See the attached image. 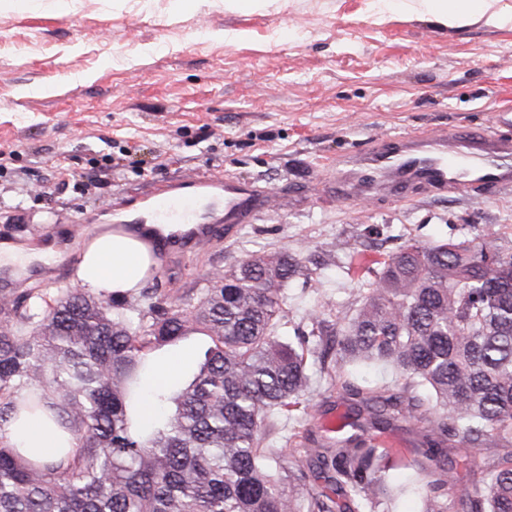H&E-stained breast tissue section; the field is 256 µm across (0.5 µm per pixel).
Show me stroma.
Returning a JSON list of instances; mask_svg holds the SVG:
<instances>
[{"instance_id": "stroma-1", "label": "stroma", "mask_w": 512, "mask_h": 512, "mask_svg": "<svg viewBox=\"0 0 512 512\" xmlns=\"http://www.w3.org/2000/svg\"><path fill=\"white\" fill-rule=\"evenodd\" d=\"M496 22L444 27L418 0H0V242L53 260L0 265V292L72 287L73 226L131 227L160 185L201 172L263 190L233 236L157 261L146 287L195 305L252 255L299 258L284 301L308 317L357 292L364 267L405 240L484 230L512 246V189L343 200L324 188L343 157L415 132L512 138V0ZM327 381L269 440L336 426Z\"/></svg>"}]
</instances>
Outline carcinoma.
I'll use <instances>...</instances> for the list:
<instances>
[{
    "label": "carcinoma",
    "mask_w": 512,
    "mask_h": 512,
    "mask_svg": "<svg viewBox=\"0 0 512 512\" xmlns=\"http://www.w3.org/2000/svg\"><path fill=\"white\" fill-rule=\"evenodd\" d=\"M300 272L286 254L253 256L190 311L158 287L142 309L80 288L0 299V429L43 409L79 447L42 464L0 435V512H388L405 492L453 512L456 437L483 456L462 512H512V251L483 233L389 253L336 308V364L320 366L354 432L290 451L266 426L305 410L324 323L283 337ZM197 331L210 345L192 378L147 388L155 352ZM357 362L403 382L358 383ZM401 426L421 448L386 440Z\"/></svg>",
    "instance_id": "carcinoma-1"
}]
</instances>
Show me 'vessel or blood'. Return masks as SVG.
<instances>
[{
    "label": "vessel or blood",
    "mask_w": 512,
    "mask_h": 512,
    "mask_svg": "<svg viewBox=\"0 0 512 512\" xmlns=\"http://www.w3.org/2000/svg\"><path fill=\"white\" fill-rule=\"evenodd\" d=\"M347 175L337 177L336 191L353 199L373 190L409 195L442 194L466 184L487 195L512 187V141L480 144L445 133L420 134L384 141L363 149ZM223 207L224 223H196L200 201ZM255 190L228 177H194L159 189L141 204L155 224L159 252L187 251L208 245L218 230L251 223L265 208Z\"/></svg>",
    "instance_id": "obj_1"
}]
</instances>
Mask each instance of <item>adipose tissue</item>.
<instances>
[{
    "mask_svg": "<svg viewBox=\"0 0 512 512\" xmlns=\"http://www.w3.org/2000/svg\"><path fill=\"white\" fill-rule=\"evenodd\" d=\"M154 265L152 251L140 238L119 228L99 227L83 245L74 283L96 291L124 293L140 287ZM10 437L13 444L48 461L76 449L72 435L40 413L15 422Z\"/></svg>",
    "mask_w": 512,
    "mask_h": 512,
    "instance_id": "1",
    "label": "adipose tissue"
}]
</instances>
